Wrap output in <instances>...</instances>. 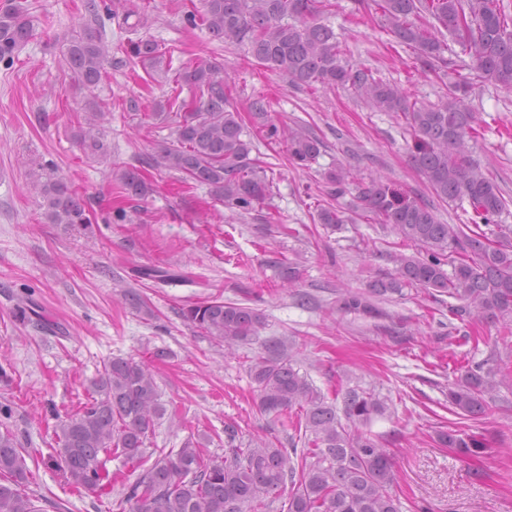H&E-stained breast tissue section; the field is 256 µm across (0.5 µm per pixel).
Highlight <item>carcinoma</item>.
Masks as SVG:
<instances>
[{"label": "carcinoma", "instance_id": "cac0c4a2", "mask_svg": "<svg viewBox=\"0 0 512 512\" xmlns=\"http://www.w3.org/2000/svg\"><path fill=\"white\" fill-rule=\"evenodd\" d=\"M202 10L186 15L192 27L248 48L264 68L282 73L296 86L350 87L382 112L402 119L415 135L411 163L427 179L433 193L453 202L466 216L462 224H443L426 200L411 197L391 183L357 181L338 167L327 175L329 198L355 190L363 215L389 226L406 242L427 247L424 258L400 255L398 276L376 280L370 295L400 294L406 286L432 289L464 302L449 306L456 315L472 312L487 319L512 318V238L505 229L485 228L509 211L512 201L475 167L466 138L476 133L469 93L477 83L512 90V4L504 0H356L362 9L380 10L388 32L399 45L417 51L421 70L438 75L456 66L469 75L448 85V100L417 105L397 85L371 69L343 62L336 32L318 17L332 7L330 0H202ZM88 20L68 41L65 60L95 104L104 88L100 5L83 4ZM34 28L22 0L0 7V62H13ZM450 40H445V37ZM131 53L155 66L167 51L155 41L130 43ZM222 68L199 62L175 71L173 82L189 97L177 102L171 138L157 155L139 163L174 170L182 180L207 185L229 208L249 211L271 196L272 181L257 157L240 115L224 94ZM106 112L85 113L88 130L77 138L90 157L104 156L108 146L101 127ZM254 122L270 140L286 139L288 161L304 168L320 154L321 141L305 128L289 132L273 123L265 102L251 106ZM125 197L141 200L152 192L142 171L129 167L115 174ZM41 205L52 224H89V204L65 179L39 182ZM320 224L345 223L343 212L326 203L316 213ZM451 266L447 271L444 266ZM137 277L156 283L191 281L177 268L145 266ZM131 309L152 314L148 298L136 288L123 293ZM343 308L373 314L376 309L361 293L348 291ZM180 316L218 344L230 347L259 339L264 319L257 310L226 303L216 296L187 305ZM497 370L485 363L468 367L448 388L455 412L478 416L488 407L486 394L496 387ZM258 409L278 419L296 417L295 432L304 448H279L261 441L252 448L236 444L237 431L225 430L224 456L207 453V436L190 437L175 450L151 458L146 441L166 413L151 368L143 361L115 357L92 382L96 397L61 420L56 430L62 468L68 481L88 491L112 487L107 463L118 460L140 470L128 484L124 501L131 512H271L288 496L287 512H401L392 492L395 465L378 438L365 431L388 411L379 395L350 388L342 397L346 423L336 415L316 386L296 367L288 341L262 340L251 359ZM440 443L457 456H478L484 446L457 430L439 434ZM29 470L10 430L0 431V512H40L21 491Z\"/></svg>", "mask_w": 512, "mask_h": 512}]
</instances>
